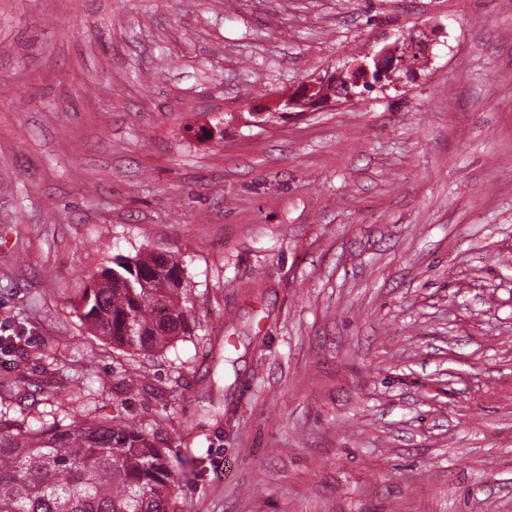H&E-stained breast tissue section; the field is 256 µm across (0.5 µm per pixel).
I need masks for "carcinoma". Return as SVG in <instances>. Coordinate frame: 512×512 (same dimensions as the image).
Returning <instances> with one entry per match:
<instances>
[{
    "label": "carcinoma",
    "instance_id": "obj_1",
    "mask_svg": "<svg viewBox=\"0 0 512 512\" xmlns=\"http://www.w3.org/2000/svg\"><path fill=\"white\" fill-rule=\"evenodd\" d=\"M182 271L173 255H117L80 317L118 347L164 349L190 327ZM177 482L166 452L120 417L24 430L0 413V512H168Z\"/></svg>",
    "mask_w": 512,
    "mask_h": 512
}]
</instances>
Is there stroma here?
Here are the masks:
<instances>
[{
	"instance_id": "obj_1",
	"label": "stroma",
	"mask_w": 512,
	"mask_h": 512,
	"mask_svg": "<svg viewBox=\"0 0 512 512\" xmlns=\"http://www.w3.org/2000/svg\"><path fill=\"white\" fill-rule=\"evenodd\" d=\"M146 251L150 358L76 309ZM0 336V410L143 426L171 512H512V0H0ZM372 57L375 65L373 72L378 79L377 83H381L384 79L390 78V75L396 70L401 56L397 55L395 50L384 49ZM360 77L363 82H369L372 79V71L366 62L361 63L359 68L350 74L347 73L345 68L342 70L335 69L334 71L328 69L323 76L319 75L314 81L280 96L277 99L276 107L281 108L282 113H290L293 112L291 110L296 109H300L299 112H305L320 101L332 95L336 96V92L343 91V87L349 90L348 95L344 96L350 97L351 88L358 86ZM161 258L168 268L162 276L157 272ZM183 272L173 255H117L112 266L90 276L100 274L106 282L97 288L91 281L84 288L79 315L112 345L144 352L164 349L190 327Z\"/></svg>"
}]
</instances>
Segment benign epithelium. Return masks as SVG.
<instances>
[{"label": "benign epithelium", "instance_id": "benign-epithelium-1", "mask_svg": "<svg viewBox=\"0 0 512 512\" xmlns=\"http://www.w3.org/2000/svg\"><path fill=\"white\" fill-rule=\"evenodd\" d=\"M399 60L400 56L396 51L384 49L373 55L374 68L372 69L365 63L350 74L345 69L334 71L328 69L314 81L280 96L276 107L283 113L296 109L305 112L345 88L358 86L361 80L367 82L375 76L381 82L390 78L398 67Z\"/></svg>", "mask_w": 512, "mask_h": 512}]
</instances>
